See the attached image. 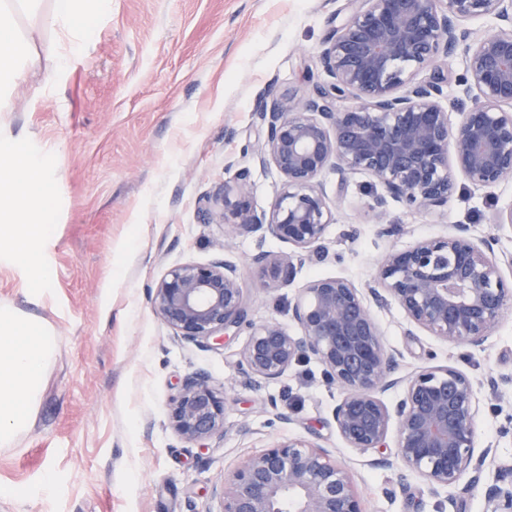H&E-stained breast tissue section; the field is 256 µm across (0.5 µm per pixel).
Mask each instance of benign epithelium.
<instances>
[{"label": "benign epithelium", "instance_id": "obj_1", "mask_svg": "<svg viewBox=\"0 0 512 512\" xmlns=\"http://www.w3.org/2000/svg\"><path fill=\"white\" fill-rule=\"evenodd\" d=\"M349 14L331 29L316 56L329 77L300 100L268 92L256 105L261 165L273 166L283 188L269 210L253 206L249 170L208 197L206 224L224 225V251L239 235L256 234L294 248L251 257L265 288L292 283L298 266L328 257L333 214L321 187L327 171L344 186L369 174L379 233L402 231L385 222L389 201L431 210L448 206L458 179L488 188L512 179V0H347ZM493 17L498 25L475 36L464 22ZM462 53V97L442 105L448 74L442 63ZM423 69L432 76L420 81ZM493 236L474 238L459 224L444 238H427L380 261L379 305L393 298L408 322L447 343L480 346L512 308V254H498ZM154 311L179 340L224 344L248 330L238 373L253 387L280 380L293 365L315 359L341 397L336 430L359 451L383 448L396 428V460L433 488L453 489L477 472L492 449L477 445L479 398L473 380L452 366L399 373L363 293L342 277L318 279L293 305L295 335L275 321L248 320L238 265L224 257L172 267L150 290ZM399 389L393 405L382 398ZM230 397L210 377L186 378L169 404L174 431L201 443L224 433ZM214 494L220 512H365L348 471L330 450L286 438L247 457L224 475ZM485 512H512V463L497 465L484 490Z\"/></svg>", "mask_w": 512, "mask_h": 512}]
</instances>
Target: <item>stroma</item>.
Masks as SVG:
<instances>
[{"label": "stroma", "instance_id": "obj_1", "mask_svg": "<svg viewBox=\"0 0 512 512\" xmlns=\"http://www.w3.org/2000/svg\"><path fill=\"white\" fill-rule=\"evenodd\" d=\"M346 0H110L85 26V46L53 76L27 74L0 112V169L22 207L18 224L49 232L19 257L0 238V308L44 326L56 355L44 373L31 427L0 447V512H219L212 490L243 459L296 437L331 450L349 471L366 512H484L483 488L496 461L512 459V310L479 347L443 342L410 326L395 300L372 305L387 348L409 374L450 365L480 382V447L496 452L471 491H433L400 468L375 467L384 450L342 441L332 411L340 398L315 360L255 389L238 363L246 342L221 348L177 339L153 311L148 291L173 266L222 257L224 228L203 223L200 207L240 168L251 172L254 206L269 208L282 178L261 166L253 110L266 91L299 99L326 82L316 53ZM334 222L329 256L299 268L290 285L264 290L250 257L288 244L242 235L229 255L242 271L248 317L298 327L292 305L320 278L343 277L367 290L386 251L448 236L459 224L495 236L512 253V228L495 213L512 210V181L459 184L447 208L414 210L391 202L383 237L369 207L374 177L339 187L321 178ZM208 375L227 389L222 435L181 439L169 400L181 382ZM495 378L497 389L486 387Z\"/></svg>", "mask_w": 512, "mask_h": 512}]
</instances>
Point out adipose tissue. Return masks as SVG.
<instances>
[{"label":"adipose tissue","mask_w":512,"mask_h":512,"mask_svg":"<svg viewBox=\"0 0 512 512\" xmlns=\"http://www.w3.org/2000/svg\"><path fill=\"white\" fill-rule=\"evenodd\" d=\"M108 0H0V112L10 109L11 94L25 69L53 75L67 54L85 39L80 20L102 15ZM64 34L66 44L46 43L44 33ZM56 354L52 336L35 321L0 311V446H11L27 430L40 397L43 375Z\"/></svg>","instance_id":"1"}]
</instances>
